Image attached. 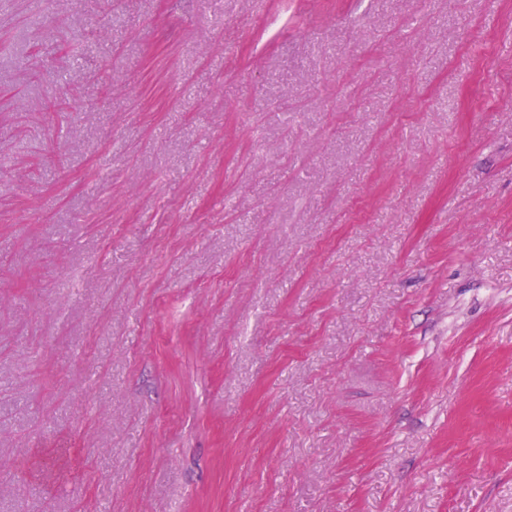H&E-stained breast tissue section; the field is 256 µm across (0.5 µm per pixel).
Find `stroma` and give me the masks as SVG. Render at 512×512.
Masks as SVG:
<instances>
[{
    "label": "stroma",
    "instance_id": "35a3bbf8",
    "mask_svg": "<svg viewBox=\"0 0 512 512\" xmlns=\"http://www.w3.org/2000/svg\"><path fill=\"white\" fill-rule=\"evenodd\" d=\"M0 512H512V0H14Z\"/></svg>",
    "mask_w": 512,
    "mask_h": 512
}]
</instances>
